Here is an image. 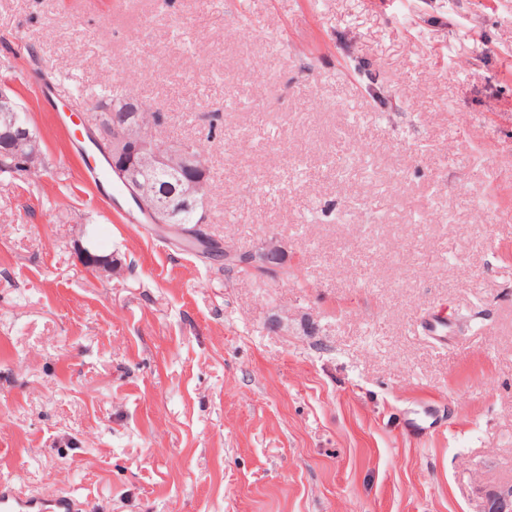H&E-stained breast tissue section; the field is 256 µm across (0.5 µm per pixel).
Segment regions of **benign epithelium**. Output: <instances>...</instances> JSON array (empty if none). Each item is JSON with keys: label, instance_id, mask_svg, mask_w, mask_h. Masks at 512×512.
Returning <instances> with one entry per match:
<instances>
[{"label": "benign epithelium", "instance_id": "1", "mask_svg": "<svg viewBox=\"0 0 512 512\" xmlns=\"http://www.w3.org/2000/svg\"><path fill=\"white\" fill-rule=\"evenodd\" d=\"M101 114L96 128L88 132L93 144L112 167V178L132 199L151 224H159L181 238L187 237L181 217L185 211L205 207L207 163L202 155L184 145L155 142L142 125L140 113L148 104L130 95H114L110 102L98 105ZM0 154L17 152L26 164L40 159L39 139L15 100L0 89ZM179 173L176 187L165 195L155 192L150 175L156 171ZM284 247L271 236L255 251L240 253L224 249V263L259 272L286 270ZM489 512H512V487L492 494Z\"/></svg>", "mask_w": 512, "mask_h": 512}]
</instances>
